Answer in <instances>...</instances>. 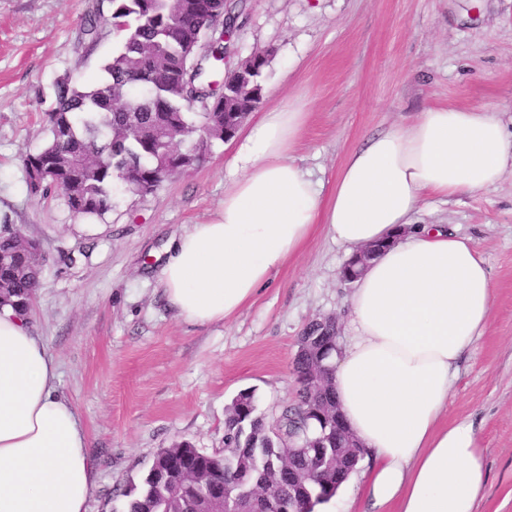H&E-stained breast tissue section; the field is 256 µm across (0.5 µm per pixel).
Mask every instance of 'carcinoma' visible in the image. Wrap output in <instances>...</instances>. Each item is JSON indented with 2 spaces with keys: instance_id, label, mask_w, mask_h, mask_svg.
Segmentation results:
<instances>
[{
  "instance_id": "carcinoma-1",
  "label": "carcinoma",
  "mask_w": 512,
  "mask_h": 512,
  "mask_svg": "<svg viewBox=\"0 0 512 512\" xmlns=\"http://www.w3.org/2000/svg\"><path fill=\"white\" fill-rule=\"evenodd\" d=\"M230 14L227 0H97L83 34L96 44L105 22L118 46L90 86L67 77L55 83L45 112L48 142L24 159L29 195L58 189L73 214L101 218L112 210L114 188L132 193L164 171L185 172L203 160L224 141V124L238 119V103L230 98L218 111L193 112L188 88L200 104L224 97L212 76L228 57L224 34L232 27L214 24ZM201 28L209 29V50L194 72L186 50ZM0 256V310L22 316L39 287L42 252L5 216ZM309 329L310 351L293 361L294 406L270 424L256 414L255 391H241L224 420V452L208 453L189 441L158 449L141 486L123 492V512H201L212 486L224 484L233 487L239 512H264L269 494L291 500L294 512H314L330 501L357 463L347 456L350 432L341 421L328 427L322 447H303L320 435L313 427L324 409L336 407L332 388L307 386L318 355L336 345V321L328 317Z\"/></svg>"
}]
</instances>
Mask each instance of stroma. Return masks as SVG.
<instances>
[{
	"label": "stroma",
	"mask_w": 512,
	"mask_h": 512,
	"mask_svg": "<svg viewBox=\"0 0 512 512\" xmlns=\"http://www.w3.org/2000/svg\"><path fill=\"white\" fill-rule=\"evenodd\" d=\"M96 0H0V217L49 258L31 327L58 367V391L88 433L98 480L87 512H121L114 495L155 452L187 440L224 449V418L240 391L275 422L296 400L297 340L332 316L347 339V259L325 225L275 270L254 300L219 323L169 310L165 248L216 215L237 142L154 192L113 195L103 217L80 218L63 195L29 196L24 159L48 140L42 114L63 75L92 81L116 46L102 29L84 48ZM231 61L269 51L260 111L298 101L308 118L291 158L331 190L346 158L375 133L432 106L492 105L512 129V0H237ZM421 224L472 241L495 285L492 318L459 367L449 420L472 417L488 481L476 512H512V171L491 188L427 200Z\"/></svg>",
	"instance_id": "35a3bbf8"
}]
</instances>
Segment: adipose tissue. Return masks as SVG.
<instances>
[{"mask_svg":"<svg viewBox=\"0 0 512 512\" xmlns=\"http://www.w3.org/2000/svg\"><path fill=\"white\" fill-rule=\"evenodd\" d=\"M305 119L289 103L250 127L227 164L222 209L167 249V302L186 322L224 321L319 224L349 251L380 245L353 282V334L331 372L342 419L371 463L366 512H475L487 483L478 432L444 415L495 288L473 243L414 217L425 196L499 182L512 168V136L495 107L428 108L353 150L327 198L290 158ZM56 379L27 318L1 311L0 512H86L96 466Z\"/></svg>","mask_w":512,"mask_h":512,"instance_id":"obj_1","label":"adipose tissue"}]
</instances>
